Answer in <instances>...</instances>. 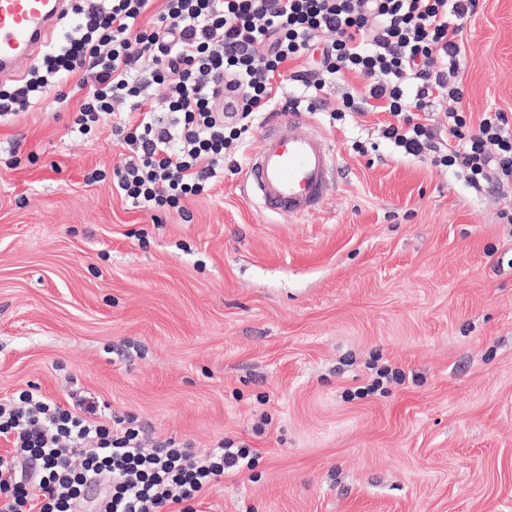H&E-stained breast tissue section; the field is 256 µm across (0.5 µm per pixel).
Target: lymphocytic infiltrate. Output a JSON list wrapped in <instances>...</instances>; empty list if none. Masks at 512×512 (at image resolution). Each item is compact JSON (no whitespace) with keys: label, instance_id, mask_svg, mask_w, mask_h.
Returning a JSON list of instances; mask_svg holds the SVG:
<instances>
[{"label":"lymphocytic infiltrate","instance_id":"obj_1","mask_svg":"<svg viewBox=\"0 0 512 512\" xmlns=\"http://www.w3.org/2000/svg\"><path fill=\"white\" fill-rule=\"evenodd\" d=\"M479 0H75L81 23L46 52L18 84L0 86V119L36 104L45 88L91 72L90 93L73 129L89 134L129 103L114 132L129 148L112 185L134 206L184 211L188 198L209 190L227 150L244 138L259 112L278 101L283 65L310 50L322 34L317 73L295 72L315 110L336 76L366 80L364 99L389 113L384 138L405 154L456 168L474 189L512 185V120L486 112L472 120L461 106L457 61L465 51L464 22ZM150 80L136 77L143 55ZM413 89H406L407 79ZM163 86L169 121L148 109L150 85ZM223 97L224 112L215 109ZM448 97L449 145L440 146L422 112ZM0 512H83V492L104 489L97 512H197L202 493L225 472L252 468L250 448L219 443L202 454L169 439L146 446L133 416L103 412L83 396L68 405L23 390L0 400ZM33 472L20 474V462Z\"/></svg>","mask_w":512,"mask_h":512}]
</instances>
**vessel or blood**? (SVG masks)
<instances>
[{
	"instance_id": "obj_1",
	"label": "vessel or blood",
	"mask_w": 512,
	"mask_h": 512,
	"mask_svg": "<svg viewBox=\"0 0 512 512\" xmlns=\"http://www.w3.org/2000/svg\"><path fill=\"white\" fill-rule=\"evenodd\" d=\"M74 0H0V80L22 79ZM337 173L327 137L300 114L266 121L243 172L248 199L266 212H314Z\"/></svg>"
}]
</instances>
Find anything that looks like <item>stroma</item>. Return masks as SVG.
I'll list each match as a JSON object with an SVG mask.
<instances>
[{
  "label": "stroma",
  "mask_w": 512,
  "mask_h": 512,
  "mask_svg": "<svg viewBox=\"0 0 512 512\" xmlns=\"http://www.w3.org/2000/svg\"><path fill=\"white\" fill-rule=\"evenodd\" d=\"M465 48V111L512 119V0ZM71 87L0 123V398L77 389L150 441L251 448L200 512H512V187L394 150L387 113L331 122L347 74L309 115L339 168L316 212L221 170L155 215L112 189L124 106L72 133Z\"/></svg>",
  "instance_id": "35a3bbf8"
}]
</instances>
